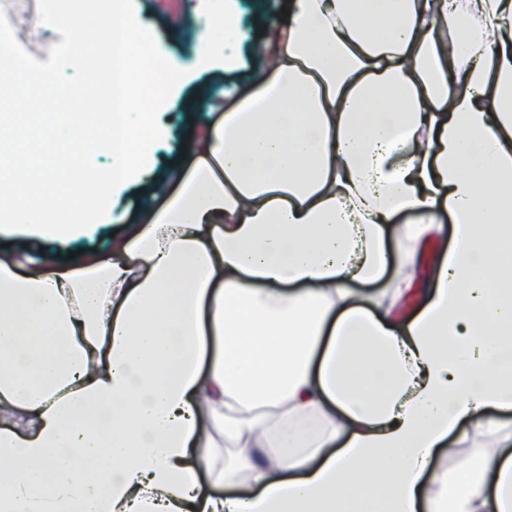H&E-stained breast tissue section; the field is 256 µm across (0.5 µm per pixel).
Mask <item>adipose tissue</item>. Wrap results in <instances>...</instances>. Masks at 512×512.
I'll use <instances>...</instances> for the list:
<instances>
[{
  "label": "adipose tissue",
  "mask_w": 512,
  "mask_h": 512,
  "mask_svg": "<svg viewBox=\"0 0 512 512\" xmlns=\"http://www.w3.org/2000/svg\"><path fill=\"white\" fill-rule=\"evenodd\" d=\"M288 10L111 256L0 261V512H512V0ZM436 246L437 244L434 242H430L426 245V259L418 269L416 281L413 287L414 289L410 294L406 296V299L402 301L398 308L395 310L396 316L400 318L411 316L417 310L420 302L421 290L425 286L433 268L431 255Z\"/></svg>",
  "instance_id": "obj_1"
}]
</instances>
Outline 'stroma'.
<instances>
[{"instance_id":"1","label":"stroma","mask_w":512,"mask_h":512,"mask_svg":"<svg viewBox=\"0 0 512 512\" xmlns=\"http://www.w3.org/2000/svg\"><path fill=\"white\" fill-rule=\"evenodd\" d=\"M285 0H232L239 15L240 42L233 53L234 69L219 74L188 70L164 106L162 138L150 164L134 180L124 184L116 199L123 212L120 223L89 227L76 238L60 242L27 232L0 233V259L23 250L32 256H47L63 262L69 253L81 251L106 256L112 252L114 236L124 234L128 225L141 223L145 201L161 205L167 194L176 191L174 176L179 170L181 146L191 134L217 118L209 107L216 95H223L225 107L256 90L267 64L260 45L273 37L282 18ZM134 13L155 34L163 55L192 57L196 48L197 0H133ZM17 41L38 61L49 58L52 45L61 42L59 33L39 20L37 0H0Z\"/></svg>"}]
</instances>
